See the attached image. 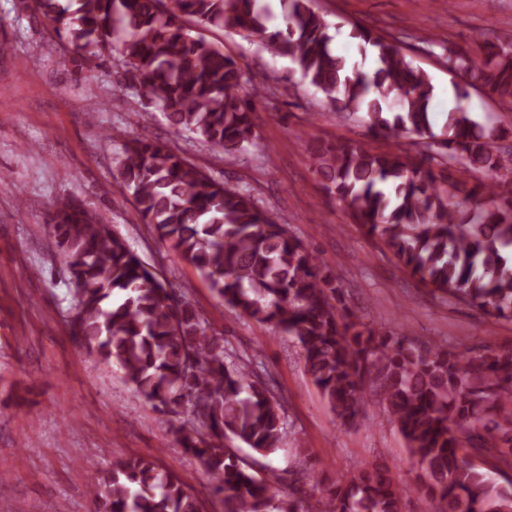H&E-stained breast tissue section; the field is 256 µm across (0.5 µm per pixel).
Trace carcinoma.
Masks as SVG:
<instances>
[{"label": "carcinoma", "mask_w": 512, "mask_h": 512, "mask_svg": "<svg viewBox=\"0 0 512 512\" xmlns=\"http://www.w3.org/2000/svg\"><path fill=\"white\" fill-rule=\"evenodd\" d=\"M287 4L283 24L258 0H19L40 15L80 70L117 53L170 128L192 131L224 157L256 144L253 113L269 77L183 25L189 18L290 60L336 113L358 117L377 137L423 140L419 158L335 140L309 145L326 193L347 203L352 223L411 276L495 319L512 321V126L482 124L465 102L482 88L512 103V39L469 50L438 44L461 74L455 105L436 126L429 74L388 39L358 23L350 37L361 59L333 53L329 25L310 0ZM482 173L466 187L454 175ZM113 179L134 198L144 223L206 280L224 306L295 339L313 384L344 425L381 396L420 468L417 491L437 512H512V482L500 484L463 448L497 453L512 467V349L469 356L441 345L415 348L364 321L340 278L288 225L246 190L212 179L166 143L136 136L122 144ZM460 193L477 203L468 212ZM49 247L62 259L74 294L79 344L116 364L135 395L162 414L189 409L191 432L176 430L208 476L224 512H405L407 489L385 465L360 463L323 496L298 488L284 497L239 454L261 457L285 434L284 398L251 358L207 331L187 298L167 288L78 198L48 215ZM95 512H202L174 473L149 459H119L91 488Z\"/></svg>", "instance_id": "1"}]
</instances>
